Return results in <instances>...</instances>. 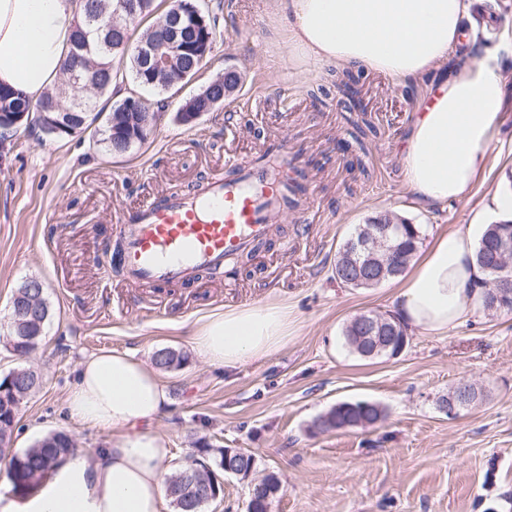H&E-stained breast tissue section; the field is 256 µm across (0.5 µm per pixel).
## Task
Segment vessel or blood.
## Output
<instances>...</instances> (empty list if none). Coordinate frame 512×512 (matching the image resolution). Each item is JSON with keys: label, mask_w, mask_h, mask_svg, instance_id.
<instances>
[{"label": "vessel or blood", "mask_w": 512, "mask_h": 512, "mask_svg": "<svg viewBox=\"0 0 512 512\" xmlns=\"http://www.w3.org/2000/svg\"><path fill=\"white\" fill-rule=\"evenodd\" d=\"M276 154L270 165L259 160L243 167L228 160L227 173L200 190L156 196L122 212L125 230L115 260L126 279L144 288L191 282L200 270L222 269L267 237L289 209L287 143Z\"/></svg>", "instance_id": "vessel-or-blood-1"}]
</instances>
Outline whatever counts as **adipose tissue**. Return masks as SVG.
<instances>
[{"instance_id":"1","label":"adipose tissue","mask_w":512,"mask_h":512,"mask_svg":"<svg viewBox=\"0 0 512 512\" xmlns=\"http://www.w3.org/2000/svg\"><path fill=\"white\" fill-rule=\"evenodd\" d=\"M79 0H0V86L35 99L57 83ZM289 60L365 67L423 84L429 102L405 141L404 177L420 203L462 195L478 178L504 95L499 55L464 44L466 0H273ZM486 231L438 235L393 297L401 321L437 335L481 309ZM296 333L287 305L266 302L204 318L192 345L209 364L236 367L280 351ZM168 392L157 370L119 351L84 358L65 398L71 418L112 431L95 462L70 455L0 512H161L170 449L154 428Z\"/></svg>"}]
</instances>
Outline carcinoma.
I'll return each instance as SVG.
<instances>
[{
    "instance_id": "obj_1",
    "label": "carcinoma",
    "mask_w": 512,
    "mask_h": 512,
    "mask_svg": "<svg viewBox=\"0 0 512 512\" xmlns=\"http://www.w3.org/2000/svg\"><path fill=\"white\" fill-rule=\"evenodd\" d=\"M120 0H83L82 11L79 17L99 12H114L119 9ZM223 10L224 5L216 3L212 6L200 7L201 24L188 29V44L190 50L183 53L166 70L162 71V79L154 84L147 83V70L135 52V45L143 40H152L159 37L157 26L159 20L165 15L155 5V0H139L137 23L130 25L119 34H88L76 22L70 37L69 51L73 52L87 43L93 50L95 66L91 71V80L82 87H76L68 80L67 70H62L57 85L50 91L41 95L37 100L22 98L11 90L0 87V138L14 137L18 133V127L12 125L9 117L21 112H38L46 103L56 105H71L74 101L84 103V108L76 109L68 115L72 126L83 129L88 125L91 114L97 107L98 98L112 88L113 78L120 76L123 79H131L140 89L164 92L181 81L185 71L198 69V48L201 46L213 47L216 40L223 36ZM241 82L240 73L233 68H227L224 75L210 82L199 94L188 99L178 109L179 118H184L189 112H208L214 108V102L232 93ZM112 123L106 124V144L113 154H123L131 148L127 138L130 132L121 129V126L129 122V117L122 112V103L113 106L110 112ZM403 224L405 220L397 215L384 212L378 213L368 219L365 224L355 227L350 239H357L369 225L374 223ZM512 235V222L493 224L481 239L476 261L486 273L485 295L483 309L491 310L493 300L492 287L499 278L497 271L496 247L501 236ZM420 243V231L417 225L409 224L404 235L393 242V251L389 261L408 264L413 258ZM356 257L350 254L348 244L338 251L336 264L333 269L334 278L340 283H345L352 274L349 266ZM11 329L5 337V346L10 348L14 355L25 357L31 354L42 342L45 326L33 327V339L22 344L14 343L17 339V317L15 312H10ZM358 331L350 326L346 327L345 338L348 345L355 353L364 358H374L381 355H394L395 349L373 351L367 345L358 342ZM155 367L169 370L180 366V356L170 351L160 350L153 358ZM18 376L12 380H0V437L13 436L18 424V412L21 404L29 397V386L23 382L26 376L33 374L28 368L16 369ZM382 416V409L375 403L352 405L342 402L328 414L320 417L315 426L322 431L346 430L363 428L365 425H373ZM77 452L76 442L67 433L52 432L21 451L0 447V459L8 460L5 469L6 478L11 485L13 493L22 496L28 489L35 486L40 479L47 474L64 457ZM219 460L215 461V467L222 470L226 466L253 472L257 468L254 453L248 449H240L226 454V449H217ZM214 490L211 472L197 469L189 464L180 466L177 476L171 478L167 485V494L171 499L175 512H202L206 504L203 500L208 491ZM249 512H268L271 501L279 492V485L265 486L263 483L255 484L250 489Z\"/></svg>"
}]
</instances>
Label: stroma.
<instances>
[{"instance_id":"stroma-1","label":"stroma","mask_w":512,"mask_h":512,"mask_svg":"<svg viewBox=\"0 0 512 512\" xmlns=\"http://www.w3.org/2000/svg\"><path fill=\"white\" fill-rule=\"evenodd\" d=\"M478 2L493 29L473 18L466 25L498 49L504 100L483 172L462 197L436 207H422L404 179L403 145L421 87L357 68L362 106L348 110L329 66L289 63L288 34L274 25L270 0H223V38L195 78L168 91L167 112L127 153L112 154L103 142L110 94L85 130L58 138L21 131L0 157V337L28 278L42 281L50 316L26 359L0 346V378L23 366L43 376L21 406L16 450L63 431L95 460L111 432L63 410L80 362L116 350L149 363L166 349L182 358L161 373L171 403L156 429L169 440L171 468L201 448L251 450L258 474L280 480L270 512H512V313L482 311L441 335L411 327L399 354L364 359L347 345L345 327L362 312L392 313L398 281L349 288L332 274L344 241L377 213L419 225L426 246L491 220L493 196L512 191V0ZM229 67L241 73L239 87L181 122L184 100ZM366 121L376 132L356 143L350 133ZM282 138L296 157L289 178L313 189L308 230L288 215L249 264L234 261L221 276L188 284L141 288L101 266L122 230L120 212L222 173L226 154L252 163ZM356 158L362 169L351 168ZM269 301L296 318L285 349L233 368L209 365L193 349L203 316ZM460 383L479 397L451 417L439 400ZM358 400L380 404L384 418L369 428H316L336 404Z\"/></svg>"}]
</instances>
